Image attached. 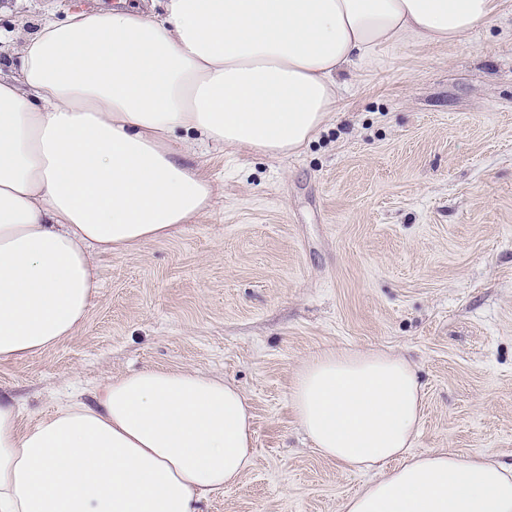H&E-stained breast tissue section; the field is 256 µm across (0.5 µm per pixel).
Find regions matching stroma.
Segmentation results:
<instances>
[{
    "instance_id": "35a3bbf8",
    "label": "stroma",
    "mask_w": 512,
    "mask_h": 512,
    "mask_svg": "<svg viewBox=\"0 0 512 512\" xmlns=\"http://www.w3.org/2000/svg\"><path fill=\"white\" fill-rule=\"evenodd\" d=\"M152 2L0 0V69L46 18ZM203 162L210 207L98 255L76 333L0 365L21 428L125 373L217 376L250 402L253 464L201 512H339L367 477L312 447L289 392L314 353L381 348L425 392L414 453L512 463V0L458 45L386 50L300 154Z\"/></svg>"
}]
</instances>
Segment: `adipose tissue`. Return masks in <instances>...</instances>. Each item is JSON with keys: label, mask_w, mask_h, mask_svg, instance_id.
I'll return each mask as SVG.
<instances>
[{"label": "adipose tissue", "mask_w": 512, "mask_h": 512, "mask_svg": "<svg viewBox=\"0 0 512 512\" xmlns=\"http://www.w3.org/2000/svg\"><path fill=\"white\" fill-rule=\"evenodd\" d=\"M503 0H166L162 14L45 20L0 75V363L83 324L94 256L177 235L213 183L196 148L299 154L343 75L404 42L457 45ZM317 451L371 473L340 512H512V464L413 454L424 391L380 349L307 358L289 394ZM0 395V512H200L252 465L253 414L223 379L144 369L20 426Z\"/></svg>", "instance_id": "1"}]
</instances>
